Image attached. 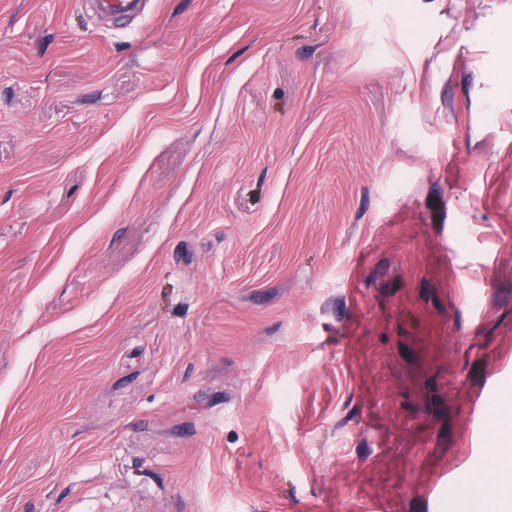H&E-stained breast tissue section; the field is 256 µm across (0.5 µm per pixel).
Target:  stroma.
Listing matches in <instances>:
<instances>
[{"mask_svg":"<svg viewBox=\"0 0 512 512\" xmlns=\"http://www.w3.org/2000/svg\"><path fill=\"white\" fill-rule=\"evenodd\" d=\"M506 59L512 0H0V512H442L512 390Z\"/></svg>","mask_w":512,"mask_h":512,"instance_id":"stroma-1","label":"stroma"}]
</instances>
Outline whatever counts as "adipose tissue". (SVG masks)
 I'll return each mask as SVG.
<instances>
[{
  "mask_svg": "<svg viewBox=\"0 0 512 512\" xmlns=\"http://www.w3.org/2000/svg\"><path fill=\"white\" fill-rule=\"evenodd\" d=\"M494 446L485 461L502 476L500 483L490 486L471 472L463 488H450L444 500L445 512H512V424L500 420L494 428Z\"/></svg>",
  "mask_w": 512,
  "mask_h": 512,
  "instance_id": "ef3b65f1",
  "label": "adipose tissue"
}]
</instances>
